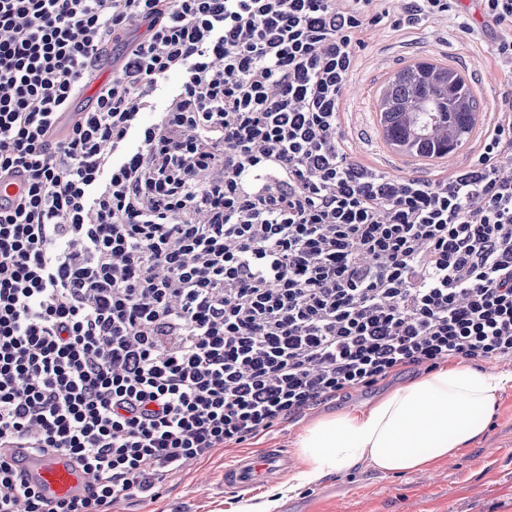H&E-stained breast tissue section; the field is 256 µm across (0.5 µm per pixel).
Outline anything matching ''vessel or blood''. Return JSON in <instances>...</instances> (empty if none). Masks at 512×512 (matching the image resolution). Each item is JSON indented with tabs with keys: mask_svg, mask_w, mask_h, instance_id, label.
I'll return each instance as SVG.
<instances>
[{
	"mask_svg": "<svg viewBox=\"0 0 512 512\" xmlns=\"http://www.w3.org/2000/svg\"><path fill=\"white\" fill-rule=\"evenodd\" d=\"M15 459L20 472L29 482L39 486L42 496L55 500L84 492L86 481L82 472L68 455L52 452L40 456L28 455L25 449H17ZM290 461L281 451H267L263 457H246L224 470V486L244 490L271 477L287 472Z\"/></svg>",
	"mask_w": 512,
	"mask_h": 512,
	"instance_id": "b4317fda",
	"label": "vessel or blood"
}]
</instances>
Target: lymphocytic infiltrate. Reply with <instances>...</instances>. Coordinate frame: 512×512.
<instances>
[{
	"label": "lymphocytic infiltrate",
	"instance_id": "f902f5d3",
	"mask_svg": "<svg viewBox=\"0 0 512 512\" xmlns=\"http://www.w3.org/2000/svg\"><path fill=\"white\" fill-rule=\"evenodd\" d=\"M0 0V512H109L411 367L512 358V105L465 169L342 129L367 30L512 0ZM92 98L84 90L101 71ZM87 104L66 127L56 120ZM87 474L48 501L5 456Z\"/></svg>",
	"mask_w": 512,
	"mask_h": 512
}]
</instances>
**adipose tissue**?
<instances>
[{
  "label": "adipose tissue",
  "instance_id": "1",
  "mask_svg": "<svg viewBox=\"0 0 512 512\" xmlns=\"http://www.w3.org/2000/svg\"><path fill=\"white\" fill-rule=\"evenodd\" d=\"M511 388V372L449 363L368 409L307 426L296 442L302 468L294 480L309 484L359 465L394 474L430 470L483 435L486 417Z\"/></svg>",
  "mask_w": 512,
  "mask_h": 512
}]
</instances>
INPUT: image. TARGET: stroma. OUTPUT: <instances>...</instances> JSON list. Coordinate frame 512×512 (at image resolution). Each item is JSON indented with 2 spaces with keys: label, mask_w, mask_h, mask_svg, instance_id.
Listing matches in <instances>:
<instances>
[{
  "label": "stroma",
  "mask_w": 512,
  "mask_h": 512,
  "mask_svg": "<svg viewBox=\"0 0 512 512\" xmlns=\"http://www.w3.org/2000/svg\"><path fill=\"white\" fill-rule=\"evenodd\" d=\"M435 51L449 64H481L477 48L454 26L401 32L379 27L360 51L362 62L349 83L361 88L362 94L345 96L342 109L348 114L347 131L364 140L368 154L383 169H390L391 164L376 137L375 113L369 104L382 82L380 71H396L409 64L411 57ZM425 373L422 367L408 370L369 390H356L306 411L298 421L275 425L264 436L214 449L208 459L188 462L176 477L157 482L152 496L118 503L112 512H230L232 506L260 495L276 501L275 512H512V390L502 394L494 413L486 418L484 434L440 462L433 472L384 474L356 467L293 491L284 476L245 492L225 490V467L270 448L285 451L292 471H299L296 440L308 424L347 409L371 406L388 391Z\"/></svg>",
  "instance_id": "obj_1"
}]
</instances>
